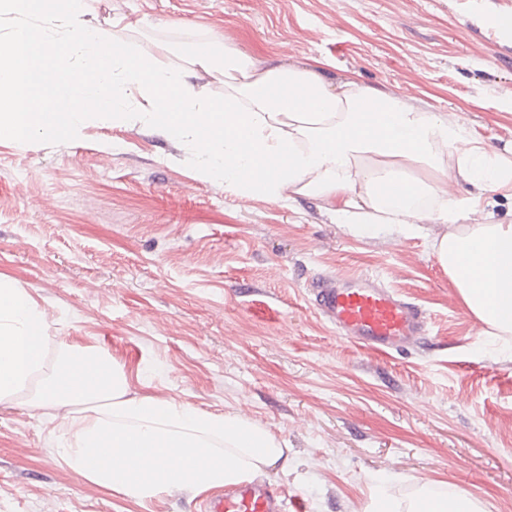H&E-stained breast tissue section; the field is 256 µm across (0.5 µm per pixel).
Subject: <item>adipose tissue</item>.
I'll return each mask as SVG.
<instances>
[{
    "label": "adipose tissue",
    "instance_id": "adipose-tissue-1",
    "mask_svg": "<svg viewBox=\"0 0 512 512\" xmlns=\"http://www.w3.org/2000/svg\"><path fill=\"white\" fill-rule=\"evenodd\" d=\"M86 0H0L9 20L0 48V134L17 140L81 136L88 113L126 120L130 108L171 137L200 147V179L237 195L326 203L359 237L421 235L447 225L431 249L471 314L512 335V224L491 195L512 191V155L489 149L459 117L321 68L263 67L223 42L186 67L169 50L113 44L83 21ZM224 82V104L199 100L192 78ZM399 191H390L391 183ZM49 324L27 289L0 281V402L19 394L47 410L66 465L92 483L146 504L177 487L237 484L278 462L265 429L175 399L134 395L120 367L89 347L64 346L45 370ZM375 512H479L469 498L424 489L400 509L384 482Z\"/></svg>",
    "mask_w": 512,
    "mask_h": 512
}]
</instances>
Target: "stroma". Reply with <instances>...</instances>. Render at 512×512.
<instances>
[{"label": "stroma", "instance_id": "stroma-1", "mask_svg": "<svg viewBox=\"0 0 512 512\" xmlns=\"http://www.w3.org/2000/svg\"><path fill=\"white\" fill-rule=\"evenodd\" d=\"M86 25L137 50L230 38L260 64L326 61L337 81L453 112L512 146V0H88ZM122 17L126 28L111 26ZM358 237L320 203L225 193L193 147L138 115L88 117L80 139L0 136V279L29 289L59 344L95 346L131 392L248 419L288 452L264 479L302 512H371L374 477L401 503L422 486L512 512V335L492 336L429 248L447 233ZM387 277L427 315L412 351L339 336L309 300L319 273ZM40 410L0 403V512H195L147 505L63 462Z\"/></svg>", "mask_w": 512, "mask_h": 512}]
</instances>
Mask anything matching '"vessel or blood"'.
<instances>
[{"label": "vessel or blood", "instance_id": "b4317fda", "mask_svg": "<svg viewBox=\"0 0 512 512\" xmlns=\"http://www.w3.org/2000/svg\"><path fill=\"white\" fill-rule=\"evenodd\" d=\"M310 301L339 336L368 350H409L428 336L420 307L368 273L318 275L310 286ZM200 512H288V502L283 492L255 479L207 497Z\"/></svg>", "mask_w": 512, "mask_h": 512}]
</instances>
